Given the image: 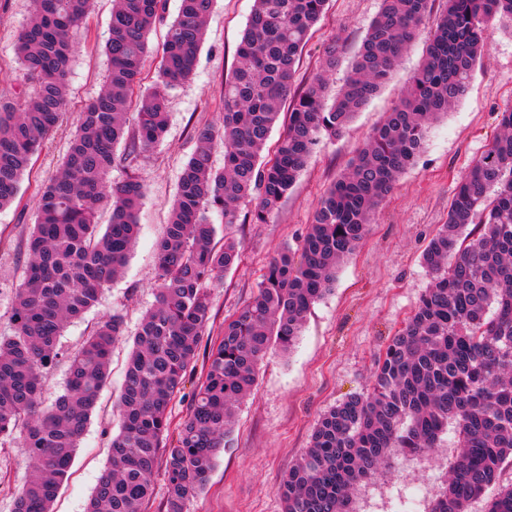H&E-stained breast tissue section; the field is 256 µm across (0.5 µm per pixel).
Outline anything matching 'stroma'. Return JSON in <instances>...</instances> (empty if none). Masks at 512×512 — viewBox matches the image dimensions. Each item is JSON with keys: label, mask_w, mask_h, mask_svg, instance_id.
I'll return each mask as SVG.
<instances>
[{"label": "stroma", "mask_w": 512, "mask_h": 512, "mask_svg": "<svg viewBox=\"0 0 512 512\" xmlns=\"http://www.w3.org/2000/svg\"><path fill=\"white\" fill-rule=\"evenodd\" d=\"M380 0H330L304 48L298 82L319 67L323 49L338 42L342 53L333 74L342 84ZM31 0H0V103L20 89L14 61L17 35ZM253 0H216L193 76L168 93L169 124L163 139L133 165H116L111 179L137 173L146 183L139 211L140 233L121 278L106 288L99 304L68 325L60 343L75 351L91 324L119 313L134 331L143 312L156 301V242L168 220L178 176L195 148L198 127L217 124L224 110V79L231 75ZM112 0H94L88 26L77 40L69 68L73 110H80L100 89L107 70L103 45ZM489 51L477 68L466 96L433 124L426 146L378 206L368 232L339 267L336 282L308 313L291 352L268 356L260 366L254 397L236 411L230 441L220 454L209 484L188 505L189 512H282L280 485L294 461L310 445L323 413L347 397L366 392L374 363L429 288L432 277L422 252L448 217L458 178L500 132V114L512 107V26L494 22L487 31ZM422 43L398 63L391 83L361 112L342 136L323 140L294 187L267 223L251 221L252 202H241L233 227L242 260L212 289L211 333L203 337L195 368L171 404L180 423L203 374L210 348L224 319L253 299L266 265L277 251L296 247L314 208L363 146L371 130L396 102L418 67ZM70 131L61 127L45 144L32 174L24 178L19 203L0 210V336L11 335L10 311L25 261V240L34 222L31 199L52 176L66 152ZM129 346L112 350L110 375L96 411L52 506L53 512H85L107 463L117 425L112 416ZM21 438L0 439V512H11L12 492L30 475ZM452 448L390 459L380 475L353 495L354 512H429L443 488Z\"/></svg>", "instance_id": "obj_1"}]
</instances>
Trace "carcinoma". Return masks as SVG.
<instances>
[{
  "instance_id": "obj_1",
  "label": "carcinoma",
  "mask_w": 512,
  "mask_h": 512,
  "mask_svg": "<svg viewBox=\"0 0 512 512\" xmlns=\"http://www.w3.org/2000/svg\"><path fill=\"white\" fill-rule=\"evenodd\" d=\"M167 0H114L104 46L108 70L97 95L76 115L56 173L35 192V224L11 307L14 333L0 336V438L21 433L31 474L14 489L12 512H51L108 379L112 347L125 335L114 313L74 353L62 352L67 324L98 303L127 265L146 194L130 174L109 180L125 139L132 99L131 163L164 136L168 91L194 73L214 0H181L169 24L154 84L141 89L148 35ZM381 0L349 75L328 102L339 62L331 46L319 69L296 86V65L327 0H254L237 64L224 82V115L196 131L174 203L156 243V304L142 316L116 403L119 430L87 512H144L164 464L161 512H187L207 486L229 442L233 410L254 391L273 349H291L310 308L365 237L371 216L422 152L428 129L466 95L495 21L512 23V0ZM92 0H35L15 45L27 81L0 105V208L17 198L44 143L70 112L68 64ZM427 35L425 58L404 95L322 196L297 250L274 256L251 302L224 320L204 380L170 435L169 405L197 360L211 313L207 288L240 260L231 235L237 207L254 201L264 224L281 205L314 148L349 126L392 79L399 57ZM293 94L274 157L263 159L282 102ZM224 168L213 166L216 142ZM106 207L109 221L98 223ZM224 216V243L208 213ZM477 230L463 235L466 228ZM423 262L432 285L378 358L370 389L318 420L309 448L280 486L283 512H352V493L396 453L428 454L451 435L456 448L430 512H470L512 462V108L501 132L460 179L448 220ZM65 391L49 406L41 393L61 361ZM485 512H512V483Z\"/></svg>"
}]
</instances>
